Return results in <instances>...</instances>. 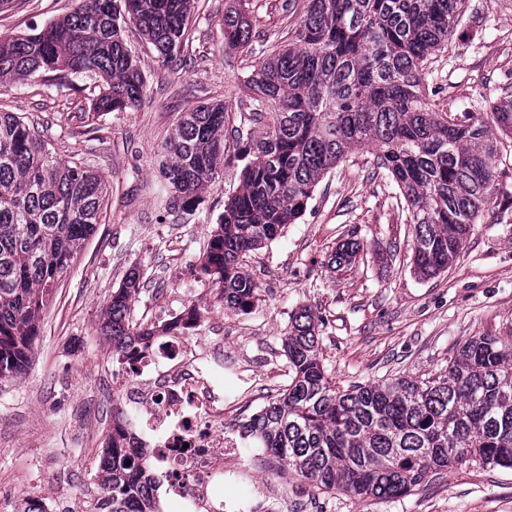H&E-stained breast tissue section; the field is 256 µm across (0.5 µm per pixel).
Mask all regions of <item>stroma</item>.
<instances>
[{
	"label": "stroma",
	"mask_w": 512,
	"mask_h": 512,
	"mask_svg": "<svg viewBox=\"0 0 512 512\" xmlns=\"http://www.w3.org/2000/svg\"><path fill=\"white\" fill-rule=\"evenodd\" d=\"M256 28L288 41L307 0H252ZM77 0H21L0 12V36L24 33L70 14ZM229 0H195L180 59L163 63L133 24L123 39L145 77L141 101L119 112H92L93 80L32 76L0 85V111L42 135L59 158L99 174L105 193L95 233L55 298L40 313L32 359L21 377L0 380V512L36 502L67 512L101 496L97 470L124 403L112 377L121 366L102 336L101 315L130 269L144 283L130 318L157 324L192 305L204 331L224 335V409L234 427L288 383L282 338L290 318L310 306L324 320L320 353L338 388L447 368L474 336L512 338V209L486 212L447 272L414 274L412 226L397 188L374 174V155L350 152L317 186L297 223L252 251L245 268L258 284L253 307L225 309L201 269L203 250L224 202L239 185L230 159L193 214L168 213L159 194L160 146L181 112L220 100L246 108L242 56L224 45ZM447 52L432 65L427 99L439 112H483L512 74V0H467ZM364 248L351 268L328 265L347 235ZM240 483L229 497L267 487L262 512H512V471L468 461L400 499L358 500L318 491L286 461L258 455L240 440Z\"/></svg>",
	"instance_id": "stroma-1"
}]
</instances>
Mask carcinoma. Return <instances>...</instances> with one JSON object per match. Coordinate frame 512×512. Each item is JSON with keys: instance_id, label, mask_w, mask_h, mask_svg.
<instances>
[{"instance_id": "obj_1", "label": "carcinoma", "mask_w": 512, "mask_h": 512, "mask_svg": "<svg viewBox=\"0 0 512 512\" xmlns=\"http://www.w3.org/2000/svg\"><path fill=\"white\" fill-rule=\"evenodd\" d=\"M465 0H308L291 41L254 61L240 124L265 134L238 148L240 184L224 201L203 253V270L224 307L250 308L258 286L242 261L306 211L328 170L354 147L372 144L377 168L406 202L415 273L434 278L463 249L484 213L509 192L497 179L512 152V83L487 112L461 120L427 102V62L448 50ZM192 0H80L70 14L0 37V81L64 71L97 77L93 111L134 106L145 80L123 42L132 22L166 61L180 57ZM251 0L224 12V45L251 58ZM223 102L180 113L162 145L166 209L193 211L219 178L240 130ZM102 178L54 155L38 131L0 111V378L23 374L38 314L95 232ZM363 244L341 243L332 263H354ZM144 284L131 270L112 292L101 332L123 361L153 329L130 322ZM322 318L299 308L283 338L288 384L243 424L261 448L323 493L396 499L466 461L512 469V340L473 336L443 373L339 389L319 353ZM148 451L114 427L100 460L93 512H155Z\"/></svg>"}]
</instances>
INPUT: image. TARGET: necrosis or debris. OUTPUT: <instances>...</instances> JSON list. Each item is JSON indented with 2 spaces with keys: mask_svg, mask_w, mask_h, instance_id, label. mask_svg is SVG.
<instances>
[{
  "mask_svg": "<svg viewBox=\"0 0 512 512\" xmlns=\"http://www.w3.org/2000/svg\"><path fill=\"white\" fill-rule=\"evenodd\" d=\"M220 336L172 331L129 356L116 382L139 442H152L150 470L160 472L170 502L193 512H225L224 475L236 474L238 443L224 433L219 366L200 368L196 347H222Z\"/></svg>",
  "mask_w": 512,
  "mask_h": 512,
  "instance_id": "necrosis-or-debris-1",
  "label": "necrosis or debris"
}]
</instances>
